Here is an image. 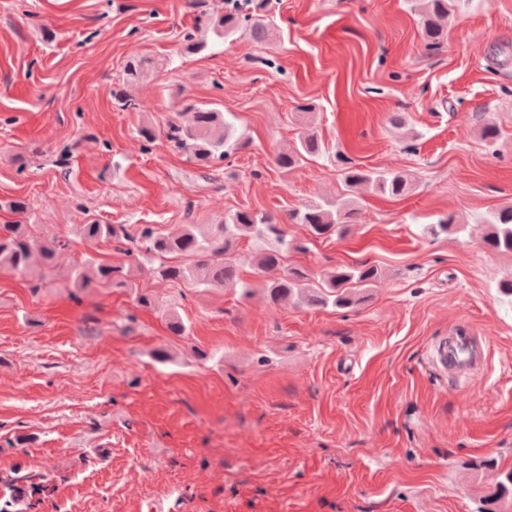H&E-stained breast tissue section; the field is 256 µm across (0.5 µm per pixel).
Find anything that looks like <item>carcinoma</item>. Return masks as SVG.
<instances>
[{
  "label": "carcinoma",
  "instance_id": "cac0c4a2",
  "mask_svg": "<svg viewBox=\"0 0 512 512\" xmlns=\"http://www.w3.org/2000/svg\"><path fill=\"white\" fill-rule=\"evenodd\" d=\"M268 0H227L224 12L212 16L209 26L219 38L229 39L247 33L256 43L271 35L263 11ZM454 0H417L416 13L428 50L438 49L448 31V19ZM152 67V61L139 54L128 56L125 84L139 81ZM190 120H170L165 138L170 147L185 153L207 168L222 162L231 152L243 146L233 124L217 107L188 106ZM317 136L302 134L287 152L278 154L276 165L287 172L312 160L321 153ZM345 183L350 191L364 186L388 197H404L413 190L411 177L401 170H368L348 167ZM351 198L343 203H314L288 212V223L304 225L315 238L342 237L355 221L357 209ZM483 226V242L491 251L512 254V203L496 210L491 217L479 221ZM466 225L450 215L429 228L434 237L456 235ZM78 235L85 239L116 244L117 249L132 255L144 253L159 259L154 272L162 280L174 284L192 281L199 288L240 289V294H252L251 285L240 278V266L246 256L239 252V239L268 238L273 244L261 249L256 266L269 277L262 283L266 299L273 305L286 300L298 307L329 306L344 309L358 305L363 294L374 287L381 271L368 264L341 267L323 279L306 269L283 265L288 253V233L274 216L260 211L236 210L224 216L220 224H180L162 230L153 224H139L128 229L124 224H100L95 220L77 225ZM68 248L60 240L40 239L33 224H0V269L25 279L38 293L63 280L80 289L131 288L129 271L122 266L87 257L71 265L66 275L59 271V254Z\"/></svg>",
  "mask_w": 512,
  "mask_h": 512
}]
</instances>
